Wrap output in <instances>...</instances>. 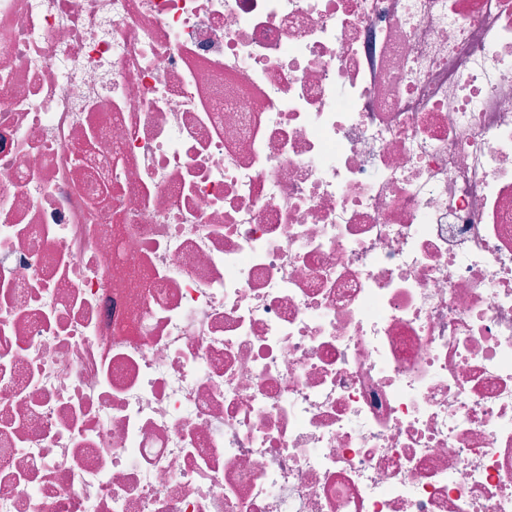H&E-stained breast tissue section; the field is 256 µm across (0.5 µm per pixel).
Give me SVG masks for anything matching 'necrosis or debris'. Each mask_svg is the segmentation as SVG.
<instances>
[{"label":"necrosis or debris","instance_id":"obj_1","mask_svg":"<svg viewBox=\"0 0 512 512\" xmlns=\"http://www.w3.org/2000/svg\"><path fill=\"white\" fill-rule=\"evenodd\" d=\"M0 512H512V0H0Z\"/></svg>","mask_w":512,"mask_h":512}]
</instances>
